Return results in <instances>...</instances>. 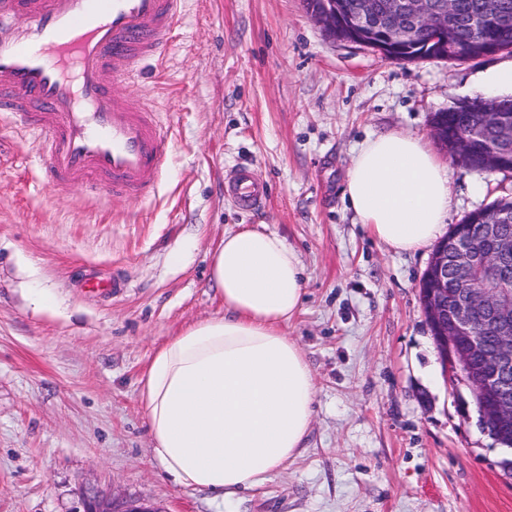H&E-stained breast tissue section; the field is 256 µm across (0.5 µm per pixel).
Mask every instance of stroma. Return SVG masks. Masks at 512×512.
Instances as JSON below:
<instances>
[{"instance_id":"35a3bbf8","label":"stroma","mask_w":512,"mask_h":512,"mask_svg":"<svg viewBox=\"0 0 512 512\" xmlns=\"http://www.w3.org/2000/svg\"><path fill=\"white\" fill-rule=\"evenodd\" d=\"M512 53L400 62L332 41L304 0H183L160 64L116 82L167 123L154 193L115 200L43 184L41 139L0 118V512H512V477L468 389L446 377L423 314L433 251L373 239L343 197L355 147L473 98ZM267 188L240 210L224 183ZM448 222L512 198V173L452 166ZM283 237L304 267L287 331L313 372L300 454L257 493L177 487L153 461L140 379L155 350L222 316L225 233ZM118 280L112 294L88 280ZM224 188L237 206L244 211L255 210L266 199L264 185L256 179L249 168L238 169L234 178L225 184Z\"/></svg>"}]
</instances>
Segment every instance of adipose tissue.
Listing matches in <instances>:
<instances>
[{
	"mask_svg": "<svg viewBox=\"0 0 512 512\" xmlns=\"http://www.w3.org/2000/svg\"><path fill=\"white\" fill-rule=\"evenodd\" d=\"M451 173L421 135L388 132L354 151L343 195L364 229L417 252L445 232ZM224 314L196 323L153 354L140 405L151 454L180 488L229 499L262 488L303 448L314 377L286 327L300 310L304 268L277 234L243 227L212 259Z\"/></svg>",
	"mask_w": 512,
	"mask_h": 512,
	"instance_id": "obj_1",
	"label": "adipose tissue"
}]
</instances>
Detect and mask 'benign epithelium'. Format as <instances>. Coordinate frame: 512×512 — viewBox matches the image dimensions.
<instances>
[{"label":"benign epithelium","mask_w":512,"mask_h":512,"mask_svg":"<svg viewBox=\"0 0 512 512\" xmlns=\"http://www.w3.org/2000/svg\"><path fill=\"white\" fill-rule=\"evenodd\" d=\"M383 21L376 20L375 0L345 6L322 4L311 17L331 40L373 46L391 58L409 62L400 50L422 42L448 41V15L453 0H385ZM479 107L494 113V133L469 129L448 131L433 115L437 142L456 162L473 170L502 171L512 156V113L495 99ZM478 234L451 232L435 248L420 283V299L443 365L463 376L482 422L496 437L504 455L500 468L512 473V291L505 287L506 259L512 237L503 226L512 222V205L471 213ZM84 512H153L117 509L110 499L88 501Z\"/></svg>","instance_id":"7a95c632"}]
</instances>
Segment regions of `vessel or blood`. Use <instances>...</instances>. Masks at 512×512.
Segmentation results:
<instances>
[{"instance_id":"b4317fda","label":"vessel or blood","mask_w":512,"mask_h":512,"mask_svg":"<svg viewBox=\"0 0 512 512\" xmlns=\"http://www.w3.org/2000/svg\"><path fill=\"white\" fill-rule=\"evenodd\" d=\"M181 0H0V114L43 137L45 184L147 196L171 141L160 113L113 90L159 58ZM226 192L244 211L266 191L248 168Z\"/></svg>"}]
</instances>
